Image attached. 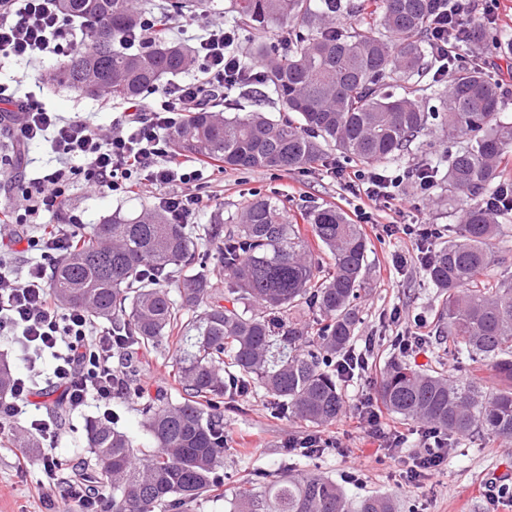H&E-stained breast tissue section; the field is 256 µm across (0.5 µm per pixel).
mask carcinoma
<instances>
[{"label":"carcinoma","mask_w":512,"mask_h":512,"mask_svg":"<svg viewBox=\"0 0 512 512\" xmlns=\"http://www.w3.org/2000/svg\"><path fill=\"white\" fill-rule=\"evenodd\" d=\"M211 3L170 0L150 47L129 51L127 38L143 18L134 0H59L64 16L81 19L91 48L69 55L54 77L77 89L92 71L101 79L95 96L143 111L147 92L195 65L192 49L167 40L168 22ZM438 9H446L443 0H230L231 27L250 39L241 61L263 65L267 92L232 115L194 110L167 129L165 142L233 170L295 171L313 168L326 147L357 166L394 164L421 152L418 138L435 125L461 141L430 172L442 192L463 194L469 205L426 276L441 297L435 342L448 345L466 378L400 359L375 394L399 419L424 422L456 443L478 434L512 442V277L492 272L490 250L508 212L486 206L506 185L512 121L501 119L499 84L476 62L431 52ZM342 14L353 18L346 28L336 26ZM470 28V44L512 53L511 34L477 20ZM446 66L461 76L443 91L437 72ZM302 219L321 253L276 199L256 196L216 229L204 252L189 225L154 209L96 224L80 233L75 251L52 259L59 305L127 337L116 350L126 397L140 394L132 360L142 349L174 348L181 387L175 403L142 405L153 442L145 452L117 423L86 420L91 460L61 487L89 493L96 512H180L224 481V399L260 392L274 414L314 427L341 415L336 362L352 350L369 244L334 207ZM215 267L230 284V307L211 282ZM201 306L203 315L192 316ZM14 380L0 360V404L12 399ZM224 512L396 510L387 496L352 502L333 479L286 472L261 488L237 487L224 497Z\"/></svg>","instance_id":"1"}]
</instances>
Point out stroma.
I'll return each mask as SVG.
<instances>
[{"label": "stroma", "instance_id": "obj_1", "mask_svg": "<svg viewBox=\"0 0 512 512\" xmlns=\"http://www.w3.org/2000/svg\"><path fill=\"white\" fill-rule=\"evenodd\" d=\"M59 64L56 56L35 64L0 58V84L31 93L46 108L64 116L86 117L103 129L114 125L125 112V105L116 103L105 109L99 99L57 84L53 75ZM343 163L338 153L330 151L321 164L304 171L241 172L208 166L199 185L186 187L187 192L202 199L194 221L227 222L242 203L255 195L279 199L297 217L329 204L353 214L361 200L347 192L335 174ZM401 191L414 199V206L379 208L372 215V224L362 227L371 252L364 274L366 292L358 303L360 324L354 344L363 346L366 337H373L374 367L343 386L349 408L361 392L373 390L387 361L398 354L392 345L393 337L405 333L414 318L425 319L426 334L434 332L436 290L428 284L411 242L402 234H387L385 225L422 222L437 225L444 232L462 221L460 204L447 199L439 188H432L423 196L409 184ZM164 193V188L148 186L119 196L108 191L92 193L77 184L69 191L66 207L90 227L119 211L156 208ZM138 366L144 398L178 400L171 351L141 352ZM139 406V401L123 399L108 407L92 404L79 412H67L52 449L45 448L43 440L36 438L30 416L17 418L15 427L0 434V512H71L72 502L54 492L59 477L45 469V458L82 466L90 457L85 421L104 416L109 410L118 414L121 429L134 439L136 446L148 447L149 436L142 426ZM396 427L403 433L404 443L392 457L377 453L372 439L362 437L341 418L326 426L324 432L354 448V458L345 459L333 452L302 457L289 449L288 442L311 434V425L272 414L263 395L236 398L224 406V483L211 497L191 504L187 512H224L225 495L240 483L249 481L259 486L287 470L299 476L310 472L329 476L353 501L372 494L387 495L394 500L398 512H512V505L496 502L490 494L493 480L512 477L511 444L477 437L452 445L438 467L412 483L407 480L406 471L423 449V426L400 421ZM20 455L29 461L22 473L15 465Z\"/></svg>", "mask_w": 512, "mask_h": 512}]
</instances>
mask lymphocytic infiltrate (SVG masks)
Returning <instances> with one entry per match:
<instances>
[{"instance_id":"f902f5d3","label":"lymphocytic infiltrate","mask_w":512,"mask_h":512,"mask_svg":"<svg viewBox=\"0 0 512 512\" xmlns=\"http://www.w3.org/2000/svg\"><path fill=\"white\" fill-rule=\"evenodd\" d=\"M452 26L436 27L431 38L437 52L448 50V31L465 32L466 17L477 14L495 23L499 0H454ZM232 33L220 24L202 28L196 39L200 78H189L164 88L159 106L148 115L129 113L108 133L87 119L65 118L48 110L31 95L19 96L0 86V129L17 143L44 142L58 166L43 176L27 180L23 212H12L11 228L0 230V335L19 337L31 359L51 355L55 360L52 386L74 411L89 403H111L119 378L114 366L117 339L111 329L94 327L85 313L61 311L49 286L47 265H29L23 280L8 273L17 252L35 250L39 244L56 251H72L79 219L65 208L66 190L76 182L85 188L130 192L132 188L189 185L202 179L203 169L169 154L161 130L175 124L181 113L205 107L203 85L228 98L244 78L238 56L229 54ZM71 22L58 9V0H0V57L37 63L49 56L73 51ZM346 189L362 195L356 210L358 223H370L381 202L396 199L401 185L414 180L411 170L387 176L374 169L338 170ZM64 224L61 233L35 235L29 226L41 216ZM356 429L377 442L384 454H394L403 440L373 393H362L352 416Z\"/></svg>"}]
</instances>
